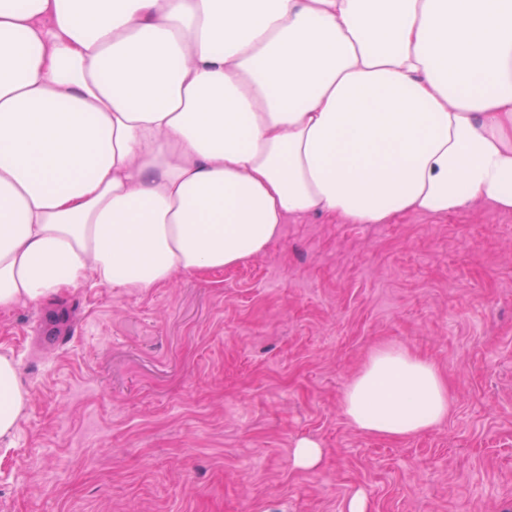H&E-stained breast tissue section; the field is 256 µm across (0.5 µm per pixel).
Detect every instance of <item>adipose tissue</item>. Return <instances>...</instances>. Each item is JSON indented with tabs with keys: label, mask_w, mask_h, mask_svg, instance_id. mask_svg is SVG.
I'll list each match as a JSON object with an SVG mask.
<instances>
[{
	"label": "adipose tissue",
	"mask_w": 512,
	"mask_h": 512,
	"mask_svg": "<svg viewBox=\"0 0 512 512\" xmlns=\"http://www.w3.org/2000/svg\"><path fill=\"white\" fill-rule=\"evenodd\" d=\"M480 202L512 212V0H0V311ZM27 404L0 354V438ZM450 406L393 347L342 398L391 439Z\"/></svg>",
	"instance_id": "obj_1"
}]
</instances>
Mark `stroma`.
<instances>
[{"instance_id": "obj_1", "label": "stroma", "mask_w": 512, "mask_h": 512, "mask_svg": "<svg viewBox=\"0 0 512 512\" xmlns=\"http://www.w3.org/2000/svg\"><path fill=\"white\" fill-rule=\"evenodd\" d=\"M51 317L66 344L37 332ZM404 348L447 421L367 435L342 395ZM28 406L0 440V512H512V214L312 215L236 267L153 288L87 280L0 312ZM308 437L320 466L295 469ZM323 448L311 438H300L291 450L292 464L297 469H314L321 464Z\"/></svg>"}]
</instances>
